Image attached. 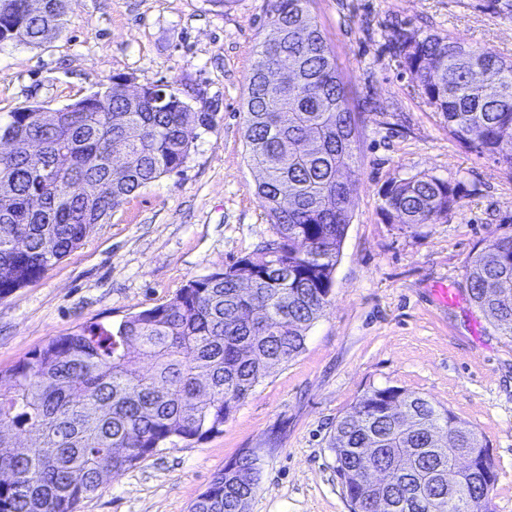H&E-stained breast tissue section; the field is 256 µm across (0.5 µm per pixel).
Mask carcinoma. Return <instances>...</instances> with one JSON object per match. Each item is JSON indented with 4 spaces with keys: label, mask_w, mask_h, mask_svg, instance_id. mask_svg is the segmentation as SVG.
I'll return each mask as SVG.
<instances>
[{
    "label": "carcinoma",
    "mask_w": 512,
    "mask_h": 512,
    "mask_svg": "<svg viewBox=\"0 0 512 512\" xmlns=\"http://www.w3.org/2000/svg\"><path fill=\"white\" fill-rule=\"evenodd\" d=\"M45 2L38 13L29 0H0V51L62 32L67 0ZM308 2L277 0L248 84L244 140L271 238L164 303L55 336L0 371V512H76L159 449L222 433L331 306L358 122ZM392 48L448 133L512 174V59L414 32L397 33ZM127 82L112 77L88 106L81 98L70 110L10 114L6 127L38 149L0 153L1 296L79 248L138 189L180 171L189 131L214 127L213 113L194 111L174 84L161 85L162 97L147 85L132 102ZM460 199L458 185L419 173L391 182L382 210L392 223L432 224ZM466 278L471 301L512 338V235L485 246ZM328 448L349 512H448V496L428 480L436 470L473 512H493L488 448L416 392L365 391L336 420ZM259 480L256 458L243 454L189 512H246Z\"/></svg>",
    "instance_id": "1"
}]
</instances>
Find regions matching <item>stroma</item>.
<instances>
[{"label": "stroma", "mask_w": 512, "mask_h": 512, "mask_svg": "<svg viewBox=\"0 0 512 512\" xmlns=\"http://www.w3.org/2000/svg\"><path fill=\"white\" fill-rule=\"evenodd\" d=\"M275 0H72L62 33L0 51V123L34 103L55 109L123 75L177 81L214 115L180 172L139 189L40 279L0 296V370L49 338L118 324L225 269L270 238L243 138L248 76ZM358 112V170L332 305L301 353L273 368L198 444L166 448L81 501L77 512H188L239 456L260 485L247 512H348L328 448L337 419L373 387L447 408L492 453L494 512H512V338L469 297L466 269L512 234V174L448 132L399 67L395 30L450 36L512 58V16L486 0H310ZM427 172L459 185L447 218L386 220L383 191ZM447 288L439 300L438 288Z\"/></svg>", "instance_id": "1"}]
</instances>
